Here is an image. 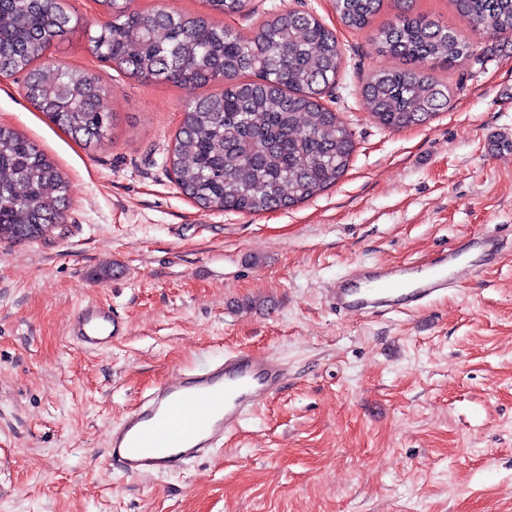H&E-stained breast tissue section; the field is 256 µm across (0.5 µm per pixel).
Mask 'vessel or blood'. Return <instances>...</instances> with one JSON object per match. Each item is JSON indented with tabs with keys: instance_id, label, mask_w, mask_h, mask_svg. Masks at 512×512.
I'll return each instance as SVG.
<instances>
[{
	"instance_id": "1",
	"label": "vessel or blood",
	"mask_w": 512,
	"mask_h": 512,
	"mask_svg": "<svg viewBox=\"0 0 512 512\" xmlns=\"http://www.w3.org/2000/svg\"><path fill=\"white\" fill-rule=\"evenodd\" d=\"M511 246L484 232L464 249L442 251L422 264L361 266L336 281L332 303L343 313L413 310L471 281ZM127 331L111 306L93 301L78 307L69 325L73 343L84 351L109 349ZM287 380L288 369L275 354L246 349L182 370L110 428L107 457L131 477L184 467L223 446L226 432L281 393Z\"/></svg>"
}]
</instances>
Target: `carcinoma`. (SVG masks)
Masks as SVG:
<instances>
[{
  "mask_svg": "<svg viewBox=\"0 0 512 512\" xmlns=\"http://www.w3.org/2000/svg\"><path fill=\"white\" fill-rule=\"evenodd\" d=\"M107 19L86 33L88 48L142 83L224 90L189 103L170 164L180 192L199 206L256 213L292 207L334 185L355 151L349 127L321 99L343 56L336 33L318 18L288 11L254 31L217 16L241 13L247 0H203L207 13L163 8L132 11L123 0H97ZM474 33L512 34V0H451ZM385 0H335L342 24L371 26ZM376 29L378 52L400 61L380 67L362 95L383 128L421 124L447 109L450 90L433 74L472 55L470 42L439 19L393 0ZM61 0H0V76H24L26 97L55 125L88 143L113 124L111 92L88 72L61 67L49 78L36 62L75 29ZM56 164L17 130L0 126V242L38 239L67 200Z\"/></svg>",
  "mask_w": 512,
  "mask_h": 512,
  "instance_id": "obj_1",
  "label": "carcinoma"
}]
</instances>
